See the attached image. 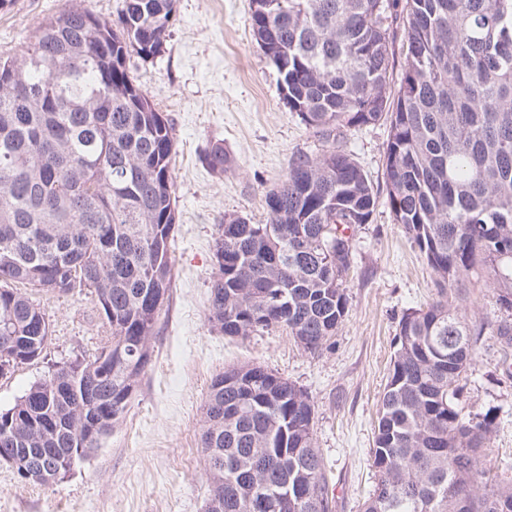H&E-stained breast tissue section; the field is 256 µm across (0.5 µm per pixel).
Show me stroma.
Masks as SVG:
<instances>
[{
	"instance_id": "1",
	"label": "stroma",
	"mask_w": 512,
	"mask_h": 512,
	"mask_svg": "<svg viewBox=\"0 0 512 512\" xmlns=\"http://www.w3.org/2000/svg\"><path fill=\"white\" fill-rule=\"evenodd\" d=\"M250 3L176 0L161 53L133 62L137 83L169 117L176 141L173 281L152 362L124 421L59 482L24 483L0 464V512H205L210 480L200 448L202 408L212 377L247 363L263 365L307 395L334 512H360L375 484L373 428L398 324L436 297L427 265L387 204L388 124L348 130L341 141L368 174L378 204L371 222L352 233L344 277L348 313L323 351H304L284 328L229 338L207 320L218 224L228 214L266 223L264 196L292 156L330 148L283 101L278 73L252 36ZM67 4L11 0L0 9V53L12 51ZM216 143L233 159L221 175L204 161ZM32 299L50 323L51 340L38 360L0 377L1 409L56 365L95 355L105 341L90 292H36ZM460 307L480 334L473 339L477 361L459 382L457 405L463 414L493 418L482 460L491 476L512 482V345L490 330L506 313L484 277L472 282Z\"/></svg>"
}]
</instances>
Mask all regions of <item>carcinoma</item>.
Listing matches in <instances>:
<instances>
[{"label":"carcinoma","mask_w":512,"mask_h":512,"mask_svg":"<svg viewBox=\"0 0 512 512\" xmlns=\"http://www.w3.org/2000/svg\"><path fill=\"white\" fill-rule=\"evenodd\" d=\"M174 13L175 0H123L112 21L74 3L0 54V377L49 343L30 292L90 288L110 307L97 354L0 409V463L25 483L49 486L100 448L152 360L172 283L175 137L129 61L161 52ZM250 28L307 128L335 140L389 124L388 206L437 288L399 322L362 512H512V483L481 461L493 420L456 404L476 352L448 302L482 275L512 310V0H251ZM204 160L218 175L231 165L219 144ZM265 205L266 224L217 225L208 321L228 337L285 327L319 352L347 313L350 232L371 223L377 193L334 147L295 156ZM201 447L223 512H332L314 409L260 364L211 379ZM46 457L51 479L24 475ZM296 486L314 488L316 508L290 501Z\"/></svg>","instance_id":"cac0c4a2"}]
</instances>
